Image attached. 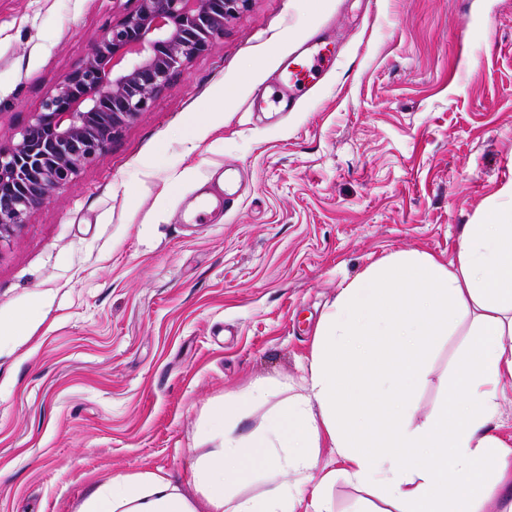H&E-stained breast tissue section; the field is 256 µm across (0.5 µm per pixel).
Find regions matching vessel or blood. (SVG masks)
I'll return each mask as SVG.
<instances>
[{
  "mask_svg": "<svg viewBox=\"0 0 512 512\" xmlns=\"http://www.w3.org/2000/svg\"><path fill=\"white\" fill-rule=\"evenodd\" d=\"M325 35H317L294 51L282 65L277 85L281 93L280 101L283 108L293 107L299 94L313 89L319 82L325 65L331 62L330 54L324 52L322 45ZM237 204V197L233 194H221L217 204H210L209 200H202L199 204L196 222L210 221L213 209L228 212Z\"/></svg>",
  "mask_w": 512,
  "mask_h": 512,
  "instance_id": "obj_1",
  "label": "vessel or blood"
}]
</instances>
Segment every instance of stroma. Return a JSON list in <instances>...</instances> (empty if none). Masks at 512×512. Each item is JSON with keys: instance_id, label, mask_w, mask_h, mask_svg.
Listing matches in <instances>:
<instances>
[{"instance_id": "obj_1", "label": "stroma", "mask_w": 512, "mask_h": 512, "mask_svg": "<svg viewBox=\"0 0 512 512\" xmlns=\"http://www.w3.org/2000/svg\"><path fill=\"white\" fill-rule=\"evenodd\" d=\"M136 0H0V144ZM339 51L291 112H257L311 36ZM225 175L238 205L190 224ZM512 183V0H252L0 247V512H72L102 477L187 480L204 410L302 392L343 283L398 252L456 258ZM440 337L414 422L444 402Z\"/></svg>"}]
</instances>
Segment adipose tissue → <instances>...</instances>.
Listing matches in <instances>:
<instances>
[{"label":"adipose tissue","mask_w":512,"mask_h":512,"mask_svg":"<svg viewBox=\"0 0 512 512\" xmlns=\"http://www.w3.org/2000/svg\"><path fill=\"white\" fill-rule=\"evenodd\" d=\"M469 320V346L430 419L413 423L415 396L436 340ZM512 384V205L463 225L445 262L396 254L346 283L315 335L303 393L257 383L211 405L206 451L188 483L165 471L93 483L75 512H333L327 472L305 475L315 451L336 449L348 479L390 512H512V444L488 431ZM273 403L264 423L239 426ZM263 484L257 495L241 485Z\"/></svg>","instance_id":"ef3b65f1"}]
</instances>
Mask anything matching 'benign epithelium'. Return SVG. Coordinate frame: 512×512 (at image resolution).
Masks as SVG:
<instances>
[{
	"mask_svg": "<svg viewBox=\"0 0 512 512\" xmlns=\"http://www.w3.org/2000/svg\"><path fill=\"white\" fill-rule=\"evenodd\" d=\"M250 0H138L109 25L81 64L0 145V245L65 188L82 164L139 115L194 58L207 54Z\"/></svg>",
	"mask_w": 512,
	"mask_h": 512,
	"instance_id": "benign-epithelium-1",
	"label": "benign epithelium"
}]
</instances>
